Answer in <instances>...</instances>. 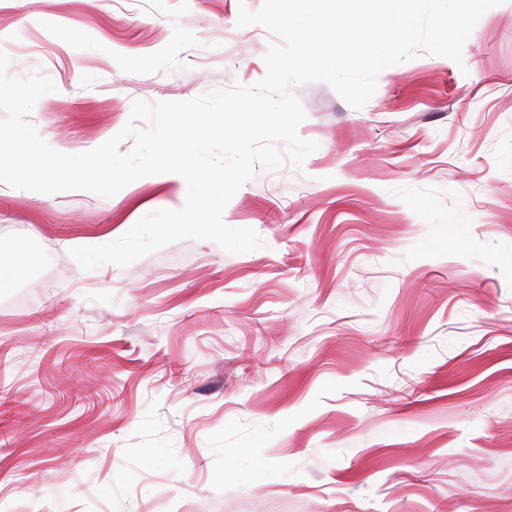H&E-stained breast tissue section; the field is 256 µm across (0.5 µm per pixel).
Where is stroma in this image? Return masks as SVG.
<instances>
[{
    "mask_svg": "<svg viewBox=\"0 0 512 512\" xmlns=\"http://www.w3.org/2000/svg\"><path fill=\"white\" fill-rule=\"evenodd\" d=\"M262 0H0L8 72L49 76L55 150L133 101L265 74ZM302 166L257 167L230 254L70 256L181 208L179 175L110 198L0 183V506L7 512H512V0L461 62L385 68L368 103L292 86ZM54 254L35 277L39 252Z\"/></svg>",
    "mask_w": 512,
    "mask_h": 512,
    "instance_id": "1",
    "label": "stroma"
}]
</instances>
